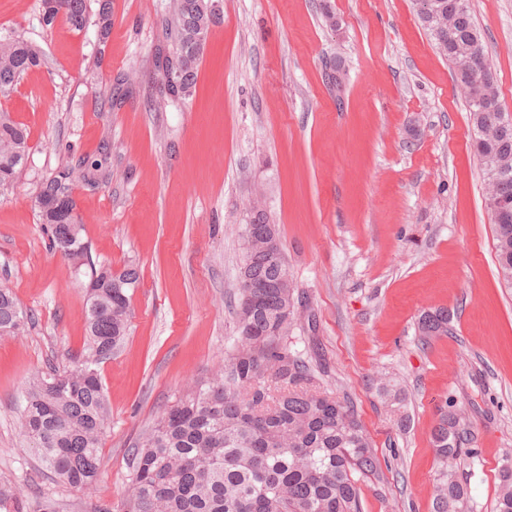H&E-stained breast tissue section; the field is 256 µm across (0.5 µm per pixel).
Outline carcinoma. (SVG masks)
Instances as JSON below:
<instances>
[{"label": "carcinoma", "mask_w": 512, "mask_h": 512, "mask_svg": "<svg viewBox=\"0 0 512 512\" xmlns=\"http://www.w3.org/2000/svg\"><path fill=\"white\" fill-rule=\"evenodd\" d=\"M435 17L421 18L437 48L453 64L467 94L473 147L484 178L499 176L497 194L508 207L505 220L493 221L497 268L512 272V128L501 112L484 105L499 97L485 57L470 47L482 42L470 7L456 0H431ZM212 0H171L163 19L165 44L155 49L154 74L160 98L179 105L193 95L199 66L213 27L223 14ZM42 19L51 26L62 17L76 30L86 22L85 0H42ZM112 31V8L103 0L98 41ZM48 63L45 52L22 39L0 40V97H8L31 70ZM29 150V133L0 109V189L11 186ZM74 169L63 167L38 188L40 222L49 225L56 248L71 242L80 223L73 199ZM272 227L265 210L244 225L246 251L240 271L269 284L253 297L239 289L238 344L224 375L179 396L132 448V475L121 512H361L358 482L375 473L378 460L354 407L314 389L325 372L313 339L299 351L289 341L295 288L285 256L267 258ZM86 289L88 340L71 369L34 377L25 392L20 430L39 458L73 488L86 489L98 478L100 442L110 414L98 366L123 343L131 297L139 281L133 266L107 279V266L88 263ZM27 314L13 292L0 288V330H20ZM446 309L424 315L423 339L448 335ZM257 348L260 357L249 351ZM282 386L274 396L266 385ZM461 416L451 402L439 407L432 434L440 463L432 512H462L467 487L457 476L463 447ZM0 512H20L10 481L0 478ZM495 512H512V467L500 472Z\"/></svg>", "instance_id": "obj_1"}]
</instances>
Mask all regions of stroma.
<instances>
[{
	"instance_id": "1",
	"label": "stroma",
	"mask_w": 512,
	"mask_h": 512,
	"mask_svg": "<svg viewBox=\"0 0 512 512\" xmlns=\"http://www.w3.org/2000/svg\"><path fill=\"white\" fill-rule=\"evenodd\" d=\"M502 104L512 112V0H469ZM170 0H112V33L42 22L41 0H0V37L39 45L0 107L30 151L0 190V286L29 315L0 336V477L24 506L117 512L133 443L187 388L219 375L237 345L242 228L253 203L274 224L327 371L316 384L349 400L379 459L361 478L362 512H431L438 408L454 398L475 458L459 477L465 512H494L512 464V288L496 267L485 182L464 93L413 0H224L184 105L151 107L152 57ZM334 23H327L326 14ZM340 61L335 88L325 65ZM144 76L130 95L123 76ZM113 98L110 111L101 101ZM76 181L95 264L132 265L140 282L123 345L100 365L110 426L91 490L64 485L20 435L25 388L67 369L86 341L84 285L52 248L34 204L60 167ZM452 331L422 339V313ZM405 390L393 413L381 384Z\"/></svg>"
}]
</instances>
